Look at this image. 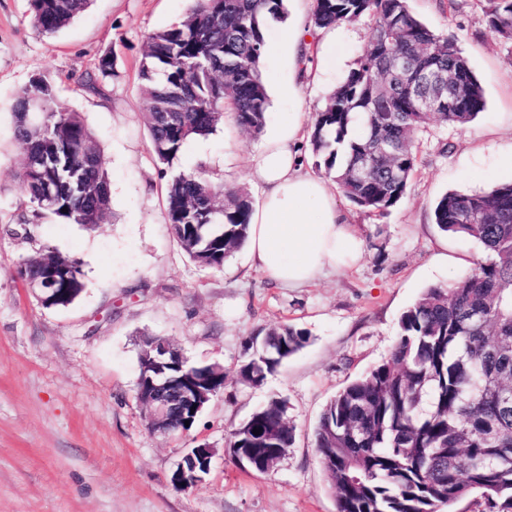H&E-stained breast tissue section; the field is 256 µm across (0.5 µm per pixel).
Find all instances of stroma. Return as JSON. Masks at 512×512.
I'll return each mask as SVG.
<instances>
[{
  "instance_id": "35a3bbf8",
  "label": "stroma",
  "mask_w": 512,
  "mask_h": 512,
  "mask_svg": "<svg viewBox=\"0 0 512 512\" xmlns=\"http://www.w3.org/2000/svg\"><path fill=\"white\" fill-rule=\"evenodd\" d=\"M193 4L91 0L47 37L34 29L28 0H0V512H336L313 438L324 408L388 356L402 313L426 288L471 272L482 258L475 241L438 229L437 200L512 182V47L488 28L476 0H409L430 27L456 38L484 88L485 111L464 128L429 129L418 172L387 217L337 196L363 241L355 265L301 288L265 278L243 248L222 270L199 266L168 222L137 77L146 36L179 23ZM313 5L285 0L284 19L267 28L261 134L225 119L215 134L188 143L171 172L203 167L259 199L253 158L289 113L301 112L310 126L367 42L361 22L316 32L313 60L301 68L293 39ZM106 54L115 74L97 95L81 78ZM36 78L51 82L100 144L111 181L105 224L23 221L15 180L22 149L10 109ZM291 84L300 98L284 94ZM49 252L80 265L86 288L69 306L43 305L19 275L26 259ZM285 323L309 342L264 384L228 379L189 430L149 431L136 392L144 337L168 340L190 364L232 371L253 338ZM273 397L285 400L295 441L274 470L244 469L230 455L229 434ZM201 443L214 451L209 473L199 487L177 488L174 471Z\"/></svg>"
}]
</instances>
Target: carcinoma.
<instances>
[{
	"instance_id": "obj_1",
	"label": "carcinoma",
	"mask_w": 512,
	"mask_h": 512,
	"mask_svg": "<svg viewBox=\"0 0 512 512\" xmlns=\"http://www.w3.org/2000/svg\"><path fill=\"white\" fill-rule=\"evenodd\" d=\"M177 24L149 34L138 64L141 114L152 152L167 173L191 140L213 133L232 113L259 134L269 97L260 69L264 27L285 14L284 0H195ZM487 25L512 44V0H487ZM90 0H29L31 20L53 36ZM368 22V46L308 127L316 165L353 205L384 217L417 172L420 136L435 124L469 125L486 106L484 90L456 40L423 23L407 0H315L313 29ZM411 58L427 73L453 72L466 89L463 105L443 99L433 112L408 88L386 91L387 63ZM114 59H98L85 85L97 94ZM27 158L52 156L34 171L22 164L18 189L34 216L93 227L110 210L111 182L100 145L78 112L42 79L29 83L12 110ZM166 209L182 250L221 270L248 237L249 194L226 187L201 167L171 175ZM434 223L480 244L485 257L469 274L434 285L402 313L399 333L380 364L326 405L315 446L336 499V512H444L477 495L479 512H512V182L483 192L450 191ZM65 269L53 305L66 307L85 289L76 261L51 254ZM26 281L44 277L36 258ZM308 334L293 326L265 332L261 349L235 371L260 385L302 349ZM260 434H253V429ZM286 403L272 398L230 433L228 445L261 459L293 445Z\"/></svg>"
}]
</instances>
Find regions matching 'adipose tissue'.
Listing matches in <instances>:
<instances>
[{
  "label": "adipose tissue",
  "instance_id": "1",
  "mask_svg": "<svg viewBox=\"0 0 512 512\" xmlns=\"http://www.w3.org/2000/svg\"><path fill=\"white\" fill-rule=\"evenodd\" d=\"M302 125L289 113L288 126L256 160L253 175L262 186L247 251L267 278L288 287L314 282L325 270L355 264L362 241L337 208L326 184L304 171L298 151Z\"/></svg>",
  "mask_w": 512,
  "mask_h": 512
}]
</instances>
